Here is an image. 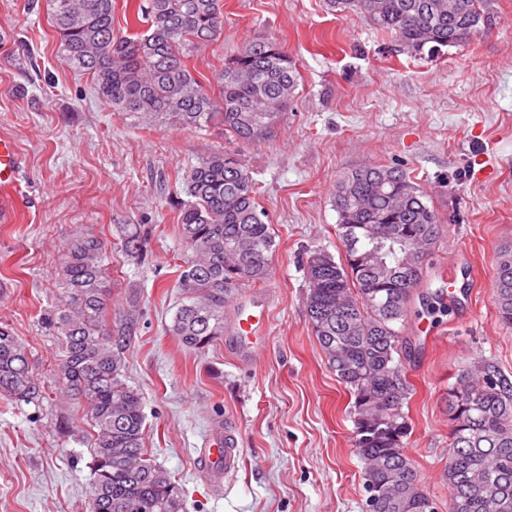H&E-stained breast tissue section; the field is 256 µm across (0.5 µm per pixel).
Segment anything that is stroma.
Masks as SVG:
<instances>
[{
    "label": "stroma",
    "mask_w": 512,
    "mask_h": 512,
    "mask_svg": "<svg viewBox=\"0 0 512 512\" xmlns=\"http://www.w3.org/2000/svg\"><path fill=\"white\" fill-rule=\"evenodd\" d=\"M223 5L219 47L190 59L196 76L270 37L300 74L273 136L255 145L215 126L135 124L62 60L48 0H0V137L22 159L14 219L0 223V326L21 338L46 382L38 400L0 398V512H90L87 406L50 384L63 343L45 322L67 300L63 264L86 235L109 244L108 322L131 326L124 380L143 396L145 445L182 486L185 512H364L352 400L308 324L302 259L309 248L336 252V183L374 164L405 170L443 228L406 330L415 393L405 449L448 512V386L475 356L512 378V328L499 321L494 290L498 251L512 245V0H495L483 32L432 60L400 51L355 14L328 12L324 0ZM222 151L240 154L277 234L269 279L239 292L268 313L254 357L228 333L200 352L169 331L183 299L181 182ZM123 224L142 226V259L122 249ZM452 277L464 292L433 319L434 335L417 334L424 298ZM217 428L242 450L219 486L203 459Z\"/></svg>",
    "instance_id": "obj_1"
}]
</instances>
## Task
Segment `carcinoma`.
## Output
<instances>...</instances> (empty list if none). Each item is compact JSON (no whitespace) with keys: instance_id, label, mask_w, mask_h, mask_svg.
<instances>
[{"instance_id":"obj_1","label":"carcinoma","mask_w":512,"mask_h":512,"mask_svg":"<svg viewBox=\"0 0 512 512\" xmlns=\"http://www.w3.org/2000/svg\"><path fill=\"white\" fill-rule=\"evenodd\" d=\"M360 15L408 53L433 59L465 44L491 18L494 0H325ZM64 60L91 77L98 95L140 124L217 125L242 143L268 140L294 97L298 73L287 50L265 38L246 44L213 79L195 77L188 58L222 35L221 0H139L131 32L114 26L115 0H49ZM251 171L239 155L215 153L192 167L179 201L187 257L178 279L183 303L169 331L201 351L224 335V305L264 281L277 243L258 209ZM336 236L344 258L306 250L308 324L331 371L353 398V447L364 464L366 512H438L405 451L412 387L404 370L413 290L442 235L434 209L398 167L366 165L336 184ZM128 256L142 255L138 224L121 225ZM107 244L81 237L63 267L66 307L48 325L65 358L52 377L86 401L91 446V512H183V489L144 445L141 393L122 380L124 358L105 326ZM498 315L512 327V246L501 249L495 279ZM21 339L0 327V396H42ZM448 512H512V380L490 359L459 370L448 388Z\"/></svg>"}]
</instances>
